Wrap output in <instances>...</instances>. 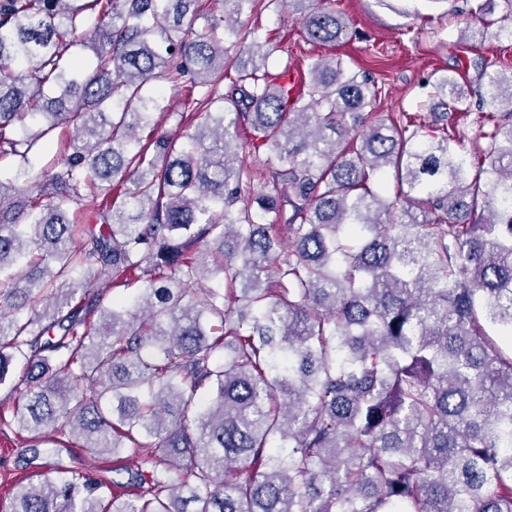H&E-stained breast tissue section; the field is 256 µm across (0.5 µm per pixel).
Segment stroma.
I'll return each instance as SVG.
<instances>
[{
	"instance_id": "1",
	"label": "stroma",
	"mask_w": 512,
	"mask_h": 512,
	"mask_svg": "<svg viewBox=\"0 0 512 512\" xmlns=\"http://www.w3.org/2000/svg\"><path fill=\"white\" fill-rule=\"evenodd\" d=\"M345 32L336 47L305 42L298 6L284 0H256L238 17L241 28L255 30L265 53V69L277 73L301 66L306 56L337 54L356 69L369 71L377 98L372 106L380 115L408 112L433 122L442 108L424 87L433 73L454 76L469 97L481 89L482 62L512 68V42L486 37L481 48L460 43L461 31L473 22L466 0H336ZM158 108L152 122L158 133L172 137L183 133L179 114L185 109L189 83L152 84ZM69 152V136L56 130L43 141L31 168L12 167L7 178L16 192L29 191L36 172L50 168ZM30 436L9 430L0 433V512H6L17 485L36 482L51 467L79 470L97 478H111L114 461L76 447L48 446L39 455L28 450Z\"/></svg>"
}]
</instances>
